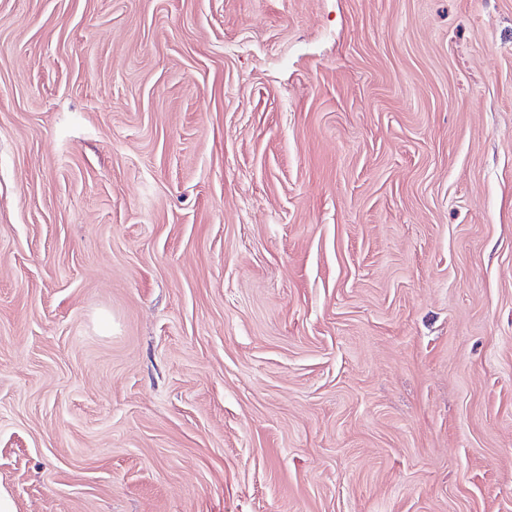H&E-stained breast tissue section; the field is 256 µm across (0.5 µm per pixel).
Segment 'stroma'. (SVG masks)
Segmentation results:
<instances>
[{
  "instance_id": "1",
  "label": "stroma",
  "mask_w": 512,
  "mask_h": 512,
  "mask_svg": "<svg viewBox=\"0 0 512 512\" xmlns=\"http://www.w3.org/2000/svg\"><path fill=\"white\" fill-rule=\"evenodd\" d=\"M16 512H512V0H0Z\"/></svg>"
}]
</instances>
